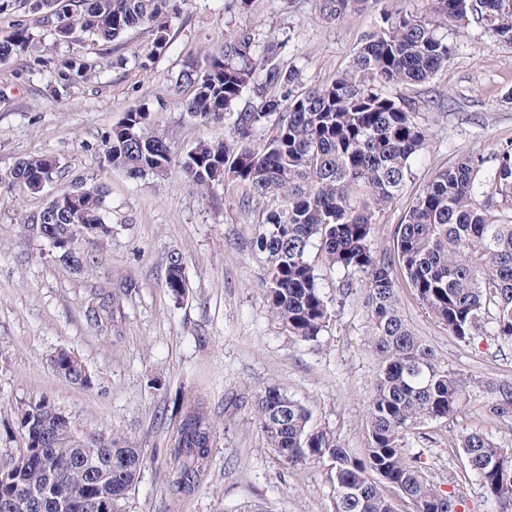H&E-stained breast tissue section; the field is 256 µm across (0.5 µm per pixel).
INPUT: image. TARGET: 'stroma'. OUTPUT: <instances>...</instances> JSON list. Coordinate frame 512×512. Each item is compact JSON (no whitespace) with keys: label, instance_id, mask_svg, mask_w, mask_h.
Here are the masks:
<instances>
[{"label":"stroma","instance_id":"obj_1","mask_svg":"<svg viewBox=\"0 0 512 512\" xmlns=\"http://www.w3.org/2000/svg\"><path fill=\"white\" fill-rule=\"evenodd\" d=\"M168 22L169 47L156 52L151 29L128 30L113 42L58 44L46 55L79 53L95 60V74L64 102L45 92L40 72L24 57L0 63V173L31 155L56 160L58 177L41 192L0 184V467L24 442L17 414L46 397L84 438L140 449L145 466L126 512H334L320 464L283 465L267 447L254 398L277 386L300 400L314 425L330 429L343 447L366 443V410L377 357L357 300H341L336 272L318 250L310 260L322 291L335 304L329 328L314 344L292 339L274 317L262 290L264 265L245 242L261 220L260 206L240 207L241 186L215 187L202 197L180 173L134 179L102 168V135L132 107L146 105L152 127L176 152L203 139H220V125H201L185 113L192 95L179 83L183 65L250 28L285 42L283 65L295 70V90L325 84L348 69L379 8L341 23L327 21L319 0H176ZM454 53L430 83L393 87L428 129L427 148L411 167L394 203L379 216L375 239L392 246V233L438 170L464 151L490 153L512 140V45L493 42L479 24L449 32ZM152 57L149 69L138 59ZM107 189L109 237L86 243L95 263L76 270L60 261L32 218L50 196L81 180ZM183 257L189 289L173 298L166 284L168 256ZM116 293L100 321L87 315L94 294ZM406 322L437 356L471 381L458 412L425 426L414 447L457 512H493L477 479L464 472L451 441L458 432L483 433L512 447V422L490 417L489 386L512 382V343L488 336L464 344L448 335L398 283ZM76 356L90 374L83 388L59 376L58 350ZM199 402L213 423L212 463L196 490L174 495L167 481L170 448L179 424L176 407Z\"/></svg>","mask_w":512,"mask_h":512}]
</instances>
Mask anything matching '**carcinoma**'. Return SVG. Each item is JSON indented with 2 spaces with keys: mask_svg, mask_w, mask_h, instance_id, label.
Instances as JSON below:
<instances>
[{
  "mask_svg": "<svg viewBox=\"0 0 512 512\" xmlns=\"http://www.w3.org/2000/svg\"><path fill=\"white\" fill-rule=\"evenodd\" d=\"M373 0H320L323 16L340 23L366 10ZM382 24L368 34L352 66L325 85L293 93L296 72L281 66L283 44L245 31L192 60L179 74L193 88L186 113L202 125L224 124L219 140L200 141L179 154L166 137L150 129L151 113L127 110L106 131L100 163L133 177H167L173 169L198 189L238 183L246 194L238 204H263L249 250L266 257L262 281L271 313L301 342H315L332 319L309 259L323 254L341 275L345 296L361 302L378 370L368 403L365 448H343L334 434L312 425V413L276 386L255 397L258 424L267 446L285 465L326 464L335 512H397L394 499L411 512H455L454 494L434 482L410 439L428 422L454 415L470 380L448 369L405 323L398 308L397 275L448 335L463 343L480 336L512 342V141L490 156L466 151L437 171L393 232V248L380 251L374 233L378 214L402 190L411 161L427 144V129L415 120L405 99L387 92L392 85H419L448 68L453 43L446 27L459 30L475 19L496 41L512 45V0H426L425 10L407 0H388ZM172 0H42L36 12L50 25L55 41L76 44L113 41L128 29L148 24L155 47L167 45ZM29 29L0 40V62L33 56L40 62ZM85 57L74 54L46 69V92L62 100L78 79L93 74ZM276 132L255 140L270 121ZM58 174L56 161L30 156L0 182L36 192ZM106 192L81 181L46 203L33 222L58 240L59 257L78 265L94 263L91 253L72 248L66 229L90 228L107 217ZM168 262L166 288L178 299L188 288L182 256ZM54 370L74 385L82 362L63 351ZM488 412L512 421V383L495 384ZM25 446L8 465L9 484L0 485L4 502L25 504L53 484L69 503L104 493L112 512L139 481L143 455L114 440L78 438L70 421L47 398L28 402L19 414ZM212 424L201 403L182 411L168 482L189 493L211 457ZM452 447L474 475L497 512H512V448H502L478 432H461ZM97 461L112 463L109 485L89 477Z\"/></svg>",
  "mask_w": 512,
  "mask_h": 512,
  "instance_id": "carcinoma-1",
  "label": "carcinoma"
}]
</instances>
